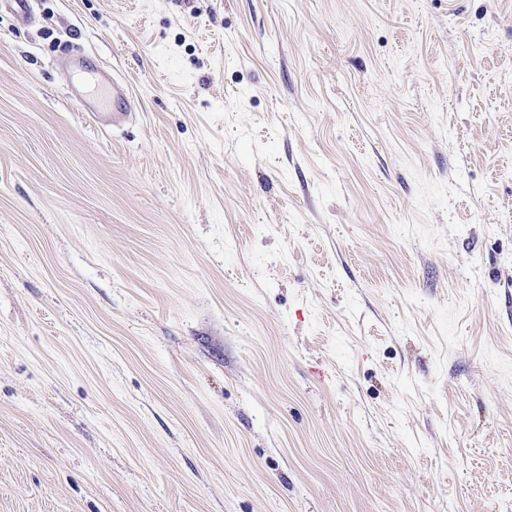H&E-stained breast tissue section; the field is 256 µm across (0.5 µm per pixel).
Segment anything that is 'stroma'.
I'll use <instances>...</instances> for the list:
<instances>
[{"instance_id": "obj_1", "label": "stroma", "mask_w": 512, "mask_h": 512, "mask_svg": "<svg viewBox=\"0 0 512 512\" xmlns=\"http://www.w3.org/2000/svg\"><path fill=\"white\" fill-rule=\"evenodd\" d=\"M0 11V512H512V0ZM129 86L118 128L71 95Z\"/></svg>"}]
</instances>
